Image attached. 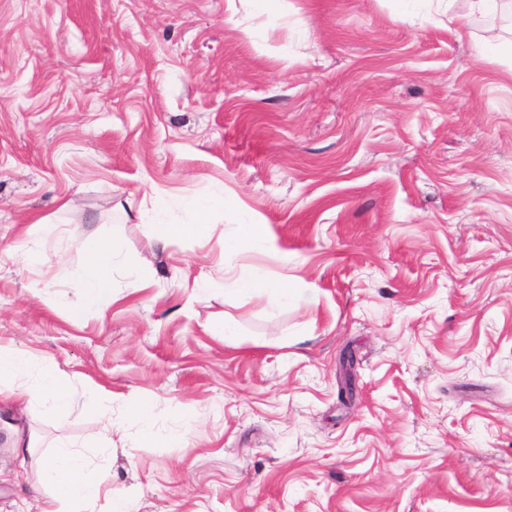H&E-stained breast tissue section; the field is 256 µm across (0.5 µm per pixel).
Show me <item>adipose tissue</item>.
Wrapping results in <instances>:
<instances>
[{"label":"adipose tissue","instance_id":"ef3b65f1","mask_svg":"<svg viewBox=\"0 0 512 512\" xmlns=\"http://www.w3.org/2000/svg\"><path fill=\"white\" fill-rule=\"evenodd\" d=\"M216 199L195 200L189 205L194 215L190 224H158L154 227L155 238L166 243L177 232H185L203 239L209 234V217L219 207ZM113 250L104 240L91 241L82 261L72 269L71 279L81 294L73 313L83 318L108 302L112 297ZM74 397L69 379L56 372L46 373L27 392L28 404H46L58 412L66 411ZM41 485L50 489L41 512H74L79 504H86L98 498L101 482L90 469L81 453L68 448L60 449L37 473Z\"/></svg>","mask_w":512,"mask_h":512}]
</instances>
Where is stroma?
Here are the masks:
<instances>
[{"mask_svg": "<svg viewBox=\"0 0 512 512\" xmlns=\"http://www.w3.org/2000/svg\"><path fill=\"white\" fill-rule=\"evenodd\" d=\"M225 7L0 0V346L32 360L19 388L79 393L0 402V512H40L28 475L63 447L101 474L93 512H512V18ZM216 194L207 238L156 243ZM97 239L112 297L76 321ZM228 267L316 299L225 293ZM27 397L28 405L47 404L57 412H64L73 400L74 390L65 375L49 372L28 390Z\"/></svg>", "mask_w": 512, "mask_h": 512, "instance_id": "1", "label": "stroma"}]
</instances>
